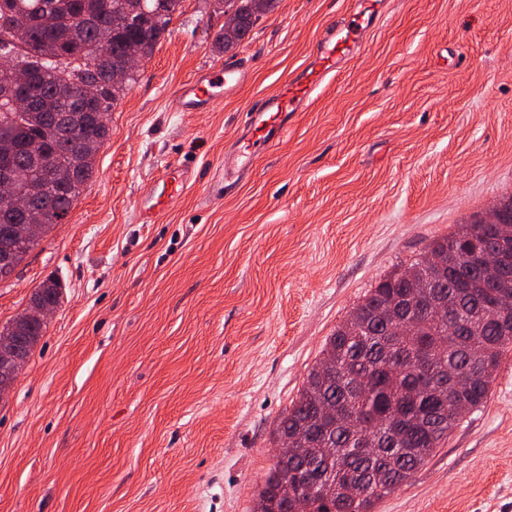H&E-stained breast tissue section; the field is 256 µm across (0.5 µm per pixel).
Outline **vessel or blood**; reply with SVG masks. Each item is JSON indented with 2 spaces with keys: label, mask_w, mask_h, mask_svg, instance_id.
Masks as SVG:
<instances>
[{
  "label": "vessel or blood",
  "mask_w": 512,
  "mask_h": 512,
  "mask_svg": "<svg viewBox=\"0 0 512 512\" xmlns=\"http://www.w3.org/2000/svg\"><path fill=\"white\" fill-rule=\"evenodd\" d=\"M364 11L363 17L330 25L317 42L311 61L295 77L267 95L261 107L247 112L243 135L224 157L225 174L248 172L253 162L279 140L292 113L306 106L314 92L334 78L353 57L363 42L366 19L376 18L380 13L378 0H367ZM243 79V72L234 65L207 72L183 85L175 98V108L180 112L208 110ZM186 182L184 170L175 166L165 168L139 198L142 222L151 223L157 213L182 193Z\"/></svg>",
  "instance_id": "1"
}]
</instances>
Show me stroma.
Segmentation results:
<instances>
[{
  "instance_id": "1",
  "label": "stroma",
  "mask_w": 512,
  "mask_h": 512,
  "mask_svg": "<svg viewBox=\"0 0 512 512\" xmlns=\"http://www.w3.org/2000/svg\"><path fill=\"white\" fill-rule=\"evenodd\" d=\"M356 0H277L223 50L222 0H183L108 112L93 178L0 281V327L62 297L0 397V512H254L273 432L336 327L434 239L512 197V0H389L364 49L251 174L247 110ZM245 79L205 112L202 72ZM185 191L139 219L169 165ZM374 512H512V347L488 397ZM243 80L244 73L234 65L224 66V70L209 71L183 85L175 98V108L179 112L208 110L224 94L236 89Z\"/></svg>"
}]
</instances>
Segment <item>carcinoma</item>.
I'll return each mask as SVG.
<instances>
[{"label": "carcinoma", "mask_w": 512, "mask_h": 512, "mask_svg": "<svg viewBox=\"0 0 512 512\" xmlns=\"http://www.w3.org/2000/svg\"><path fill=\"white\" fill-rule=\"evenodd\" d=\"M182 0H141L162 10L160 25H134L92 55L96 31L112 23L131 0H0V32L39 17L18 59L34 69V81L18 99L34 102L17 112L0 102V164L19 171L18 188L40 181L33 155L54 164L73 162L78 189L53 197L43 231L68 215L93 177L96 156L108 137L103 115L136 81L112 89V70L123 64L124 46L137 42L151 56ZM242 15L237 30H221L216 42L235 46L276 0H232ZM91 72L102 100L88 107L81 141L66 134L59 87L68 77ZM497 224H461L433 240L424 254L383 278L336 327L309 371L298 398L275 432L276 462L257 496L255 512H373L379 501L406 483L448 438L458 422L482 406L504 349L512 345V300L494 310L499 293L482 281L484 258L471 239L482 232L512 244V224L495 211ZM448 300V321L428 310L427 294ZM59 281L40 284L34 301L57 304ZM410 323L412 335L394 328Z\"/></svg>", "instance_id": "obj_1"}]
</instances>
